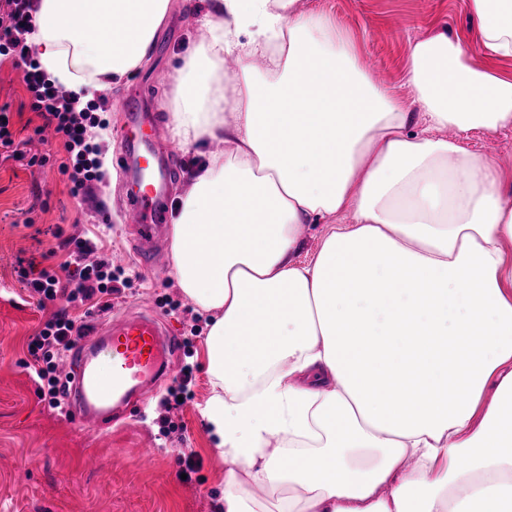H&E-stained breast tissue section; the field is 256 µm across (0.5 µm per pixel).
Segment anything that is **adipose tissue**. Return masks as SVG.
I'll list each match as a JSON object with an SVG mask.
<instances>
[{"instance_id": "1", "label": "adipose tissue", "mask_w": 512, "mask_h": 512, "mask_svg": "<svg viewBox=\"0 0 512 512\" xmlns=\"http://www.w3.org/2000/svg\"><path fill=\"white\" fill-rule=\"evenodd\" d=\"M296 3L209 0L168 113L182 147L224 143L171 247L213 315L203 416L230 465L224 512H512V197L447 135L512 125L493 66L512 58V0H470L483 66L446 31L411 41L409 101ZM169 9L37 0L29 43L84 104L148 61ZM307 224L327 231L304 263Z\"/></svg>"}]
</instances>
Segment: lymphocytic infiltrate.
<instances>
[{"mask_svg":"<svg viewBox=\"0 0 512 512\" xmlns=\"http://www.w3.org/2000/svg\"><path fill=\"white\" fill-rule=\"evenodd\" d=\"M34 10V0H0V63L8 60L22 67L23 81L32 95V111L38 112L64 141L66 157L59 170L67 175L71 193L78 195L102 178L99 149L89 135L100 119L91 109H77L69 92L51 83L33 60L27 36L33 27ZM66 243L70 247L66 277L44 268L26 281L30 293L40 299H54L60 292L67 295V307L54 312L28 344V352L38 365L36 375L46 388L50 406L55 408L60 407L68 390L59 377V352L71 349L83 332L82 325L69 313V306H83L121 291L111 259L95 257L96 246L91 240L72 235Z\"/></svg>","mask_w":512,"mask_h":512,"instance_id":"f902f5d3","label":"lymphocytic infiltrate"}]
</instances>
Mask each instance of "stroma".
Masks as SVG:
<instances>
[{
	"label": "stroma",
	"instance_id": "1",
	"mask_svg": "<svg viewBox=\"0 0 512 512\" xmlns=\"http://www.w3.org/2000/svg\"><path fill=\"white\" fill-rule=\"evenodd\" d=\"M468 2L299 0L298 5L331 15L356 44L371 76L408 100L409 42L444 28L450 37L476 47L478 25ZM206 5L207 0H172L149 61L107 94L106 136L100 141L108 160L106 182L84 196H72L66 176L58 171L66 156L62 140L34 132L42 120L30 107L22 68L0 64V105H8L13 115L16 140L25 142L30 153L50 156L42 168L0 156V512H223L228 465L202 417L212 391L204 346L209 317H193L195 305L179 288L170 265L148 267L137 261L121 209L128 175L118 161L131 107H139L148 119L167 122L170 87L156 82L155 74L175 75L197 48ZM458 140L472 153L495 158L503 178L512 177V126L462 132ZM223 148V142L206 141L181 149L172 173L174 198L188 191L205 157ZM57 226L65 234L92 239L111 254L113 270L130 282L111 297L108 308L93 309V319L148 308L180 340L178 362L192 366L195 374L183 405L164 411L161 403L171 387L163 385L141 402L139 413L103 436L40 397L28 343L66 301L30 297L19 263L59 267L66 251L50 233ZM189 456L196 462L190 473L184 463Z\"/></svg>",
	"mask_w": 512,
	"mask_h": 512
}]
</instances>
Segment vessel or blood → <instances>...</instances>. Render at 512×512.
Returning a JSON list of instances; mask_svg holds the SVG:
<instances>
[{"label":"vessel or blood","mask_w":512,"mask_h":512,"mask_svg":"<svg viewBox=\"0 0 512 512\" xmlns=\"http://www.w3.org/2000/svg\"><path fill=\"white\" fill-rule=\"evenodd\" d=\"M125 217L138 229V257L154 264L160 255L155 241L171 217L169 193L148 186L127 197ZM106 350L112 373L103 376L92 360ZM177 341L151 313L119 320L96 321L68 359L72 388L65 409L73 421L107 427L124 417L131 402L142 401L171 376Z\"/></svg>","instance_id":"obj_1"}]
</instances>
